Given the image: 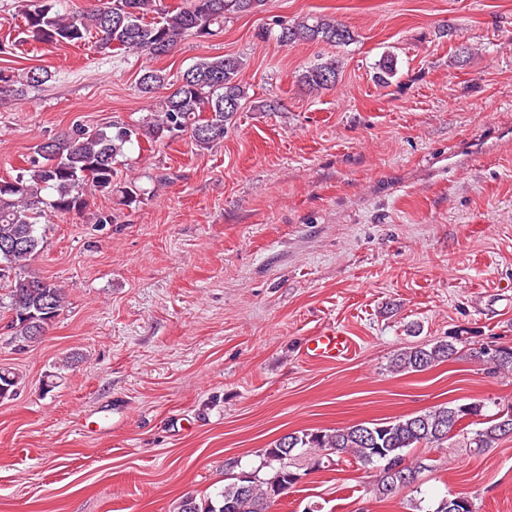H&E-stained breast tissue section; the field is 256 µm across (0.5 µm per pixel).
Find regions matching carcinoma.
Instances as JSON below:
<instances>
[{"instance_id": "cac0c4a2", "label": "carcinoma", "mask_w": 512, "mask_h": 512, "mask_svg": "<svg viewBox=\"0 0 512 512\" xmlns=\"http://www.w3.org/2000/svg\"><path fill=\"white\" fill-rule=\"evenodd\" d=\"M266 0H184L178 6L163 0H105L72 14L61 12L59 0H21L25 20L24 34L33 40L56 46L76 45L89 38L98 48L136 52L149 57L166 54L187 37L215 36L224 31L227 20L241 14L263 10ZM155 13L157 17L147 20ZM277 40L346 46L355 40L349 27L325 17L305 16L280 25ZM396 58L388 53L376 63L375 81L387 86L396 74ZM242 58L216 56L194 62L180 78L172 82L159 69H146L139 78L142 94L153 97L165 90L167 95L156 111L137 124L114 121L89 130L81 125L46 138L36 145L27 166L15 178L0 181V292L6 291L10 317L7 327L21 343H32L44 335L66 305L64 289L54 282L21 276L18 270L43 248L39 226L47 223V210L70 213L87 207L96 193L121 194L129 207L139 202L137 187L117 183V165L133 144L170 141L188 137L200 149H210L224 141L233 126L246 91L240 80ZM339 61L321 57L306 67L299 82L312 90L336 84ZM48 79L43 69H31L15 75L0 70V93L24 94L28 88ZM51 190L52 200L41 193ZM459 338L430 348L415 347L397 355L398 371L423 372L439 362L461 357ZM475 360L499 372H512V347H499L490 356L481 347L470 352ZM19 377L8 369L0 370V398L15 394ZM466 413L460 405L396 418L392 421L357 424L337 429L296 431L264 449L269 475L263 479L250 473L236 476L215 496L203 500L183 498L178 512H267L300 477L289 460L305 451L314 452L312 467H323L332 456H351L362 467L380 465L383 476L376 494L389 497L392 474L418 473L405 464L406 450L422 445L440 446L467 430L462 423ZM512 429V407L488 416L485 427L473 431L470 443L480 450L508 436ZM434 512H477L471 497L459 493L441 500Z\"/></svg>"}]
</instances>
